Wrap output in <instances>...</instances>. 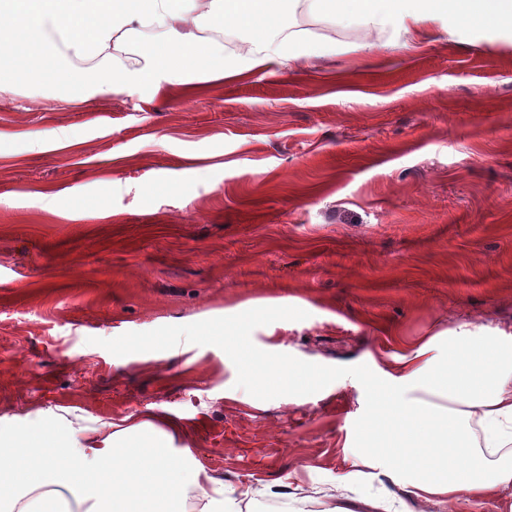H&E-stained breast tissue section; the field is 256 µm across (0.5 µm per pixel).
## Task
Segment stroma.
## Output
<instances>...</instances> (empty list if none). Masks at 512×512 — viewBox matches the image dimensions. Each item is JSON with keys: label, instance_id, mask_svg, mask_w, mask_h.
Here are the masks:
<instances>
[{"label": "stroma", "instance_id": "obj_1", "mask_svg": "<svg viewBox=\"0 0 512 512\" xmlns=\"http://www.w3.org/2000/svg\"><path fill=\"white\" fill-rule=\"evenodd\" d=\"M296 21L338 54L189 94L0 95V428L176 423L189 464L255 490L244 512H512L420 499L356 438L372 368L463 324L512 336V32L361 53L357 24ZM232 338L320 388L244 386ZM278 363L282 369L288 370V387L295 385L300 390H312L318 386L319 376L306 371L299 363L290 359Z\"/></svg>", "mask_w": 512, "mask_h": 512}]
</instances>
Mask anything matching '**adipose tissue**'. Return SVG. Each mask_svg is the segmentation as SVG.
<instances>
[{
    "label": "adipose tissue",
    "instance_id": "1",
    "mask_svg": "<svg viewBox=\"0 0 512 512\" xmlns=\"http://www.w3.org/2000/svg\"><path fill=\"white\" fill-rule=\"evenodd\" d=\"M305 8L364 28L391 26L406 43L424 23L446 20L449 36L477 18L512 30V0H0V93L15 79L51 86L70 102L92 92L156 88L189 93L196 72L242 77L275 65L296 67L336 51L328 36L286 31L284 13ZM251 32L243 56L229 59L206 39L209 28ZM150 36L144 60L127 55ZM58 441L45 425H22L0 446V512H241L239 499L200 466L187 467L171 434L144 422L85 444L83 431ZM357 436L376 460L405 475L417 495L449 504L512 494V337L448 349L420 343L385 372ZM74 507H67V500Z\"/></svg>",
    "mask_w": 512,
    "mask_h": 512
}]
</instances>
